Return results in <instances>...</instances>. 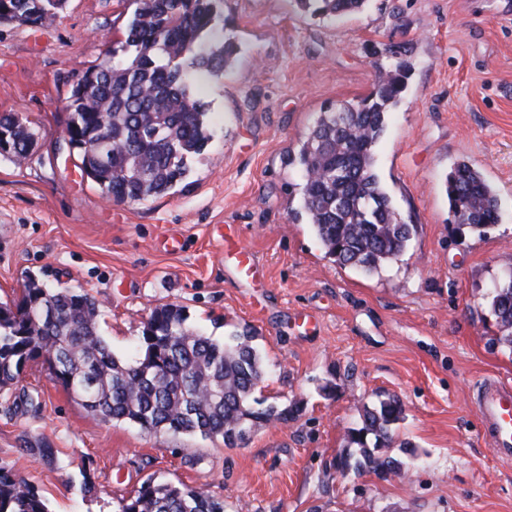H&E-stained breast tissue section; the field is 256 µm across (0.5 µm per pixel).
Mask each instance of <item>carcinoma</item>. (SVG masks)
<instances>
[{
	"mask_svg": "<svg viewBox=\"0 0 512 512\" xmlns=\"http://www.w3.org/2000/svg\"><path fill=\"white\" fill-rule=\"evenodd\" d=\"M39 1L44 21L63 0H0V23L30 22ZM223 0H132L124 38L112 55L88 69L92 92L71 88L66 133L78 168L110 202L135 203L164 195L185 179L209 141L208 112L197 94L202 81L224 74L236 49L224 41ZM303 12L337 19L366 0H294ZM405 88L401 62L382 71L364 98L321 112L298 150L302 209L326 256L341 267L372 274L399 260L415 232L392 205L374 170V149L390 107ZM0 133L13 138L1 152L28 158L34 133L12 112L0 114ZM454 222L480 234L497 223L498 200L483 174L460 162L447 181ZM495 317V344L512 354V268L487 295ZM182 306L155 307L139 354L112 352L99 327V304L85 291L28 279L21 297L0 303V391L17 382L27 364L48 355L58 382L93 416L127 422L153 434L220 438L235 448L257 426L286 423L292 404L263 405L254 397L264 359L248 330L220 341L187 324ZM403 408L388 396L360 410L361 425L347 431L348 451L336 469L405 477L409 464L385 452L397 442ZM0 512H49L38 490L0 466ZM118 512H225L224 498L181 483L147 481L119 501Z\"/></svg>",
	"mask_w": 512,
	"mask_h": 512,
	"instance_id": "1",
	"label": "carcinoma"
}]
</instances>
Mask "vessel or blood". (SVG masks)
Listing matches in <instances>:
<instances>
[{
	"label": "vessel or blood",
	"mask_w": 512,
	"mask_h": 512,
	"mask_svg": "<svg viewBox=\"0 0 512 512\" xmlns=\"http://www.w3.org/2000/svg\"><path fill=\"white\" fill-rule=\"evenodd\" d=\"M484 432L496 456L512 462V387L486 382L477 398Z\"/></svg>",
	"instance_id": "vessel-or-blood-1"
}]
</instances>
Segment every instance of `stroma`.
Listing matches in <instances>:
<instances>
[{"label":"stroma","instance_id":"obj_1","mask_svg":"<svg viewBox=\"0 0 512 512\" xmlns=\"http://www.w3.org/2000/svg\"><path fill=\"white\" fill-rule=\"evenodd\" d=\"M133 10L130 0H67L46 25H0V113L36 133L23 163L0 156V302L31 275L86 291L122 357L165 303L220 340L251 327L266 366L258 397L301 411L235 448L156 437L88 413L39 358L0 391V466L50 512H116L151 478L223 497L226 512H512V463L496 457L473 405L485 378L512 385L486 300L512 265V0H368L339 21L293 0H224V37L239 54L201 86L211 140L169 193L128 204L82 176L64 108ZM397 60L405 90L375 171L416 232L400 260L367 275L290 220L300 176L288 154L323 108L368 95ZM462 161L497 194L499 221L483 235L449 211L446 179ZM237 239L258 258L253 279L224 257ZM328 383L334 395L323 394ZM385 394L403 406L389 453L417 458V472L340 474L347 430ZM42 438L53 461L29 452ZM87 480L95 494L82 491Z\"/></svg>","mask_w":512,"mask_h":512}]
</instances>
